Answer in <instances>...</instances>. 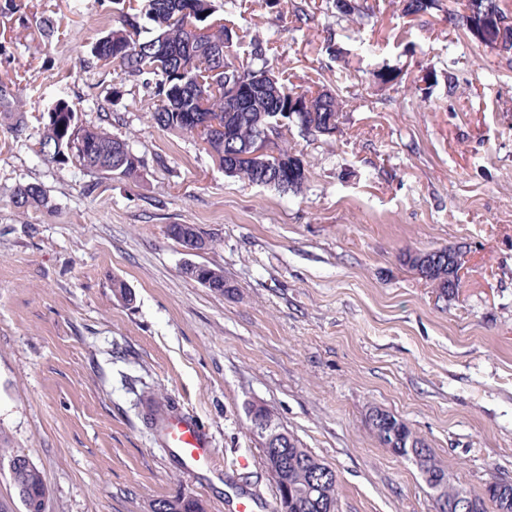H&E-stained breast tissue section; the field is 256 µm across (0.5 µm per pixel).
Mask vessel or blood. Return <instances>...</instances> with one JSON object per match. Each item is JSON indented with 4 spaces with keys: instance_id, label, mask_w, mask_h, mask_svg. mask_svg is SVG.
I'll return each mask as SVG.
<instances>
[{
    "instance_id": "1",
    "label": "vessel or blood",
    "mask_w": 512,
    "mask_h": 512,
    "mask_svg": "<svg viewBox=\"0 0 512 512\" xmlns=\"http://www.w3.org/2000/svg\"><path fill=\"white\" fill-rule=\"evenodd\" d=\"M153 433L174 454L182 474L195 476L210 467L214 457L211 436L186 414L173 411L160 416L153 425Z\"/></svg>"
}]
</instances>
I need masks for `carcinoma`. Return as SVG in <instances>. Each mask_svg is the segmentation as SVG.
Listing matches in <instances>:
<instances>
[{
  "label": "carcinoma",
  "mask_w": 512,
  "mask_h": 512,
  "mask_svg": "<svg viewBox=\"0 0 512 512\" xmlns=\"http://www.w3.org/2000/svg\"><path fill=\"white\" fill-rule=\"evenodd\" d=\"M403 12L417 16L440 7V0H402ZM336 11L358 21L362 6L358 0H335ZM213 0H138L134 12L119 9L117 26L101 37L92 48L96 64L112 69L119 82L149 77L156 99L152 113L162 130L196 134V127L209 128L206 150L224 167V172L257 186L274 187L283 192H299L307 180L304 161L278 144L283 126L276 118L285 111L294 113V122L306 134L329 135L336 130L343 102L329 90L287 84L268 66L264 41L251 42L250 61L237 62L233 54V31L216 22ZM448 21L471 39L500 55H512V5L509 0H462V10L449 14ZM245 81L249 92L235 100L227 99V87ZM302 99L304 105L294 108ZM196 120H186L188 111ZM268 139L267 166L254 164L241 156L245 147L260 134ZM71 139V152H60L59 141ZM37 156L46 164H71L83 172L103 177L135 176L140 160L126 154L127 140L112 134L102 125L85 124L73 108L48 112V121L37 142ZM288 166V179L280 181L277 167ZM20 207H45L47 199L41 185L21 183L14 192ZM404 261L411 268L428 263L423 279L446 298L458 292L448 285V249L409 252ZM144 420L153 425L155 418L171 408L146 393L139 399ZM403 439L414 440V452L427 486L436 501L456 499L463 488L451 483L447 468L436 459L425 442L406 424L394 420ZM280 476L276 490H288V500L299 504L298 512H328L337 508V476L330 465L319 459L299 439L281 449ZM19 498L28 502L26 512H38V500L49 494L41 472L30 467L19 484ZM496 512L509 509L500 493V479L489 482L484 494H468L470 512H486L485 501ZM165 512H205L198 499L178 495L164 500Z\"/></svg>",
  "instance_id": "cac0c4a2"
}]
</instances>
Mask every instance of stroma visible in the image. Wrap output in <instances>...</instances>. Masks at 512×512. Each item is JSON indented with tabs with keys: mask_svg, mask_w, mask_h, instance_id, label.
I'll return each mask as SVG.
<instances>
[{
	"mask_svg": "<svg viewBox=\"0 0 512 512\" xmlns=\"http://www.w3.org/2000/svg\"><path fill=\"white\" fill-rule=\"evenodd\" d=\"M16 2L0 12V111L24 115L19 132L0 118V512H24L17 453L40 470L48 512H151L180 493L207 512L230 493L275 506L251 400L333 467L338 512H436L415 463L367 427L375 406L468 491L512 477V60L449 23L458 0L419 16L367 0L356 34L333 0H307L303 26L298 0H215L267 41L274 72L346 102L333 134L286 131L307 164L298 193L228 176L192 136L160 130L141 82L113 95L91 56L112 0ZM384 68L398 80L378 83ZM429 71L437 81L420 89ZM61 98L86 123L122 117L112 132L142 159L136 177L37 157ZM28 182L47 207L16 205ZM173 224L196 225L208 250L189 257ZM442 247L464 261L445 300L403 260ZM192 259L230 291L189 278ZM116 279L131 302L114 297ZM144 392L209 431L213 470L188 479L154 443Z\"/></svg>",
	"mask_w": 512,
	"mask_h": 512,
	"instance_id": "obj_1",
	"label": "stroma"
}]
</instances>
